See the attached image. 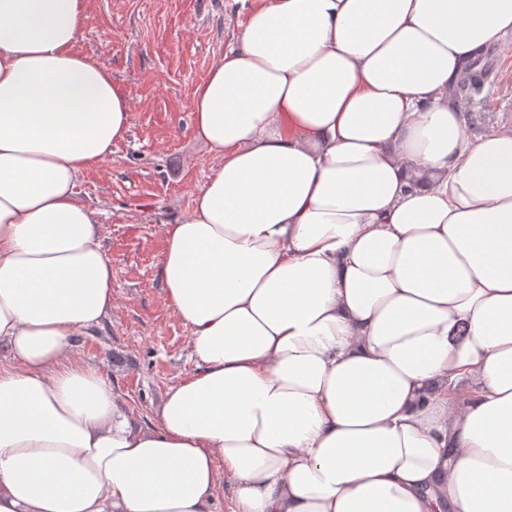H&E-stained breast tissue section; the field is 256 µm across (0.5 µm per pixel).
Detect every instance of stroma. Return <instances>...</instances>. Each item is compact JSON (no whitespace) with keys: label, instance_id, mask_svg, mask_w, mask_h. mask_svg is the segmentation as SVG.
<instances>
[{"label":"stroma","instance_id":"1","mask_svg":"<svg viewBox=\"0 0 512 512\" xmlns=\"http://www.w3.org/2000/svg\"><path fill=\"white\" fill-rule=\"evenodd\" d=\"M249 0H87L77 54L112 75L129 103L125 137L81 197L97 213L112 263V314L82 338L131 416L147 422L168 387L193 375L189 332L165 302L164 225L188 214L215 165L193 131V96L244 25ZM494 69L476 110V139L512 127V36L491 46Z\"/></svg>","mask_w":512,"mask_h":512}]
</instances>
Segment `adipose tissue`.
<instances>
[{"label":"adipose tissue","mask_w":512,"mask_h":512,"mask_svg":"<svg viewBox=\"0 0 512 512\" xmlns=\"http://www.w3.org/2000/svg\"><path fill=\"white\" fill-rule=\"evenodd\" d=\"M86 0H0V512H512V130L449 90L512 0H252L164 227L197 371L135 424L80 339L77 185L129 126Z\"/></svg>","instance_id":"obj_1"}]
</instances>
